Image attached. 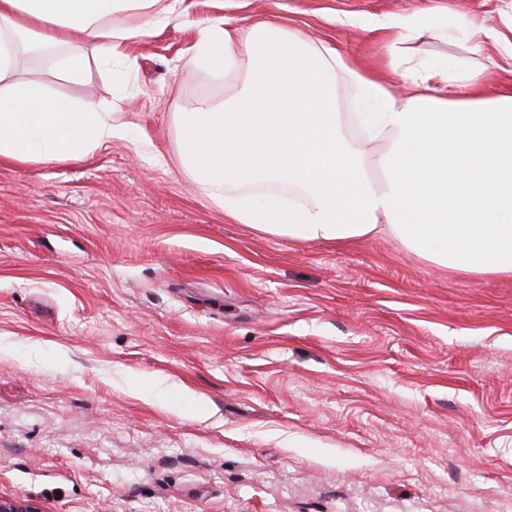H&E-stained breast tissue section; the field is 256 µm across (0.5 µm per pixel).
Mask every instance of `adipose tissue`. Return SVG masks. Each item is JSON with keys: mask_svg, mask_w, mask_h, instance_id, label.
Segmentation results:
<instances>
[{"mask_svg": "<svg viewBox=\"0 0 512 512\" xmlns=\"http://www.w3.org/2000/svg\"><path fill=\"white\" fill-rule=\"evenodd\" d=\"M180 0H0V157L54 162L111 144L112 111L76 105L18 78L22 55L57 52L77 75L83 52L105 59L183 24ZM130 15L134 24H120ZM411 18L376 20L389 64L413 92L360 69L335 46L308 43L278 20L200 25L189 66L240 80L233 101L197 100L178 119V160L240 224L301 242L353 241L387 230L435 264L512 275V87L486 95L476 76L404 54ZM343 72L375 104L364 147L341 129L331 83Z\"/></svg>", "mask_w": 512, "mask_h": 512, "instance_id": "1", "label": "adipose tissue"}]
</instances>
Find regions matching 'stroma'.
<instances>
[{
    "label": "stroma",
    "mask_w": 512,
    "mask_h": 512,
    "mask_svg": "<svg viewBox=\"0 0 512 512\" xmlns=\"http://www.w3.org/2000/svg\"><path fill=\"white\" fill-rule=\"evenodd\" d=\"M186 23L81 77L119 112L77 160L0 159V498L41 512H512V277L388 233L299 242L225 217L177 117L235 91L198 22L280 19L367 69V23L426 11L416 60L512 85V0H181ZM468 14L498 34L474 49Z\"/></svg>",
    "instance_id": "1"
}]
</instances>
